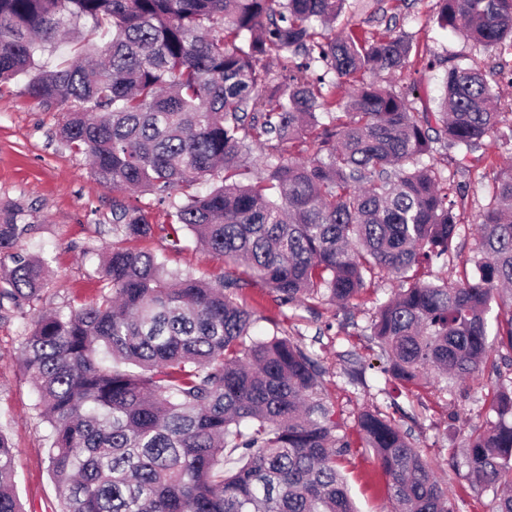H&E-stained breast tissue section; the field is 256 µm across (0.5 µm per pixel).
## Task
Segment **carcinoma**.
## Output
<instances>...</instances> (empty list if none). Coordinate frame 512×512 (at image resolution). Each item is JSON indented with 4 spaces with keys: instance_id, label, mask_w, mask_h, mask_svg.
<instances>
[{
    "instance_id": "cac0c4a2",
    "label": "carcinoma",
    "mask_w": 512,
    "mask_h": 512,
    "mask_svg": "<svg viewBox=\"0 0 512 512\" xmlns=\"http://www.w3.org/2000/svg\"><path fill=\"white\" fill-rule=\"evenodd\" d=\"M346 8L347 0H0V83L30 73L26 92L39 106L79 102L59 136L114 189L163 202L221 175L173 206L171 223L282 304L320 294L345 306L377 271L401 279L406 287L370 326L394 380L472 375L493 353L512 352V163L477 227L475 271L433 284L419 280V267L448 257L465 195L422 158L441 137L463 166L483 158L488 138L512 143L494 93L501 71L450 60L440 110L419 112L364 78L403 71L412 41L326 33ZM432 21L484 48L512 47V0H437ZM88 22L111 32L103 48L73 38L72 62L37 58ZM271 54L279 81L256 69ZM331 73L350 86L344 103ZM253 133L279 145L312 136L317 151L306 162L267 161L243 185ZM113 220L127 239L153 233L138 209L120 207ZM31 230L15 211L0 217V279L9 285L0 299L20 315L47 281L44 260L21 248ZM102 281L101 300L43 314L25 338L60 512H357L341 471L351 442L336 432L316 362L286 337L245 341L251 313L234 298L244 279L228 275L215 287L114 245ZM494 304L507 319L489 321ZM489 410L496 419L472 431L465 458L476 485L492 492L490 512H512V385L493 392ZM356 425L389 477L390 512H454L395 420L366 410ZM229 441L240 466L226 470ZM0 512H23L1 432Z\"/></svg>"
}]
</instances>
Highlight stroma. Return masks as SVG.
<instances>
[{"instance_id":"stroma-1","label":"stroma","mask_w":512,"mask_h":512,"mask_svg":"<svg viewBox=\"0 0 512 512\" xmlns=\"http://www.w3.org/2000/svg\"><path fill=\"white\" fill-rule=\"evenodd\" d=\"M436 0H369L367 8L349 20L357 34L371 37L396 27L413 42L414 51L401 75L389 78L417 110H435L443 92L448 58L502 72L501 100L512 102V49L484 50L460 34L430 22ZM26 78L0 86V211L18 207L33 232L24 251L44 259L50 269L39 300L20 317L0 312V432L13 448L15 483L24 512H60L61 493L48 470L50 429L39 417L38 394L23 364L25 337L37 316L49 311L70 312L98 300L101 254L120 241L112 212L116 206L138 208L154 225L150 237L129 241L136 251L151 253L168 269L216 282L232 272L223 258L201 252L191 233L181 232L180 244L169 237L168 205L155 194L131 193L99 184L85 154L66 146L58 136L65 113L74 102L39 109L28 96ZM427 163L444 178L461 185L466 205L457 212L455 255L448 261L423 265L422 281L439 284L459 278L476 254V226L495 186L502 164L512 161V148L488 141L477 166L461 170L454 152L436 144ZM400 279L383 274L348 307L325 300L300 306L283 305L266 285L250 281L236 292V301L252 314V339L273 336L291 339L308 351L321 367L320 387L333 404L336 422L352 443L345 474L359 512H388V477L356 429V418L376 410L395 418L423 459L436 468L448 486L455 512H489L490 493L481 491L469 474L463 443L472 430L490 419L486 397L499 384L512 383V363L499 371L433 384L407 386L388 379L386 360L371 337L370 325L379 306L401 288Z\"/></svg>"}]
</instances>
